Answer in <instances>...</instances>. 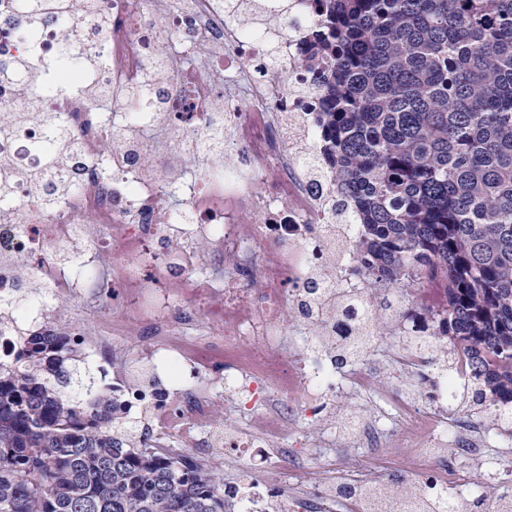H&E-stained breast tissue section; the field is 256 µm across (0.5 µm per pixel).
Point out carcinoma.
I'll return each instance as SVG.
<instances>
[{
	"label": "carcinoma",
	"mask_w": 512,
	"mask_h": 512,
	"mask_svg": "<svg viewBox=\"0 0 512 512\" xmlns=\"http://www.w3.org/2000/svg\"><path fill=\"white\" fill-rule=\"evenodd\" d=\"M223 11L253 28L272 17L237 0ZM321 25L310 34V87L325 114L326 163L304 156L318 174L335 166L336 189L325 199L330 220L361 221L362 239L349 245L348 276L366 285L371 315L360 317L354 296L336 300V314L354 320L359 337L336 346L344 364L398 335L390 316L396 291L428 279L445 283L440 310L411 306L404 317H439L435 335L442 369L459 353L471 363L458 405L470 415L500 410V432L512 433V0H318ZM20 0L30 27L92 17L110 19L98 0ZM61 78L22 56L0 68V82L19 79L25 99ZM139 90L93 85L85 98L105 103ZM35 123L49 131L46 166L22 175L0 160V213L17 206L23 177L34 198L52 209L79 189L77 178L49 182L52 173L80 171L79 144L58 112H0V138ZM153 137L179 160L190 156L165 123ZM8 311L38 300L51 284L16 268ZM11 360L0 362V512H227L224 482L193 455L166 456L144 447L146 432L131 417L99 410L101 386L85 367L88 339L47 342L18 333ZM392 481L391 499L411 497ZM493 498L512 512V490L488 486L467 500V512Z\"/></svg>",
	"instance_id": "carcinoma-1"
}]
</instances>
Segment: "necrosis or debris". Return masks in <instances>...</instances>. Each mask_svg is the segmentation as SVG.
Instances as JSON below:
<instances>
[{
	"label": "necrosis or debris",
	"instance_id": "4bbe7bcc",
	"mask_svg": "<svg viewBox=\"0 0 512 512\" xmlns=\"http://www.w3.org/2000/svg\"><path fill=\"white\" fill-rule=\"evenodd\" d=\"M152 2L100 0L112 26L101 33L94 20H86L82 45L102 60L94 75L99 83L130 87L147 67L166 70L171 80L165 99H123L102 110L79 92L52 87L40 106L67 116L82 147L81 191L46 211L31 203L25 183H16L22 218L0 224V257L32 259L33 271L60 294L128 296L131 320L155 326L167 384L136 383L116 361L102 396L115 415L146 418L154 451L171 454L166 427L213 428L220 407L231 459L251 460L261 449L275 454L288 438L292 417L312 422L322 417L325 398L373 393L383 413L349 418L337 426L338 438L358 447L390 448L397 422H413L424 448L408 466L413 506L435 512L440 498L458 494L460 461L483 460L490 431L451 410L450 393L465 379L464 365L448 376L438 367L433 345L400 344L394 363L431 380V406L424 411L402 387L378 390L370 359L336 367L315 337L288 340L283 323L285 314L298 310L317 265L314 242L329 221L321 200L331 183L312 180L292 144L299 134L307 148L324 149L316 97L300 90L307 78L306 36L319 24L316 0H290V29L251 33L224 15L217 0H176L161 24ZM15 5L16 0H0V60L28 55L45 67L59 64L67 47L62 25L30 30ZM273 54L285 80L258 72ZM188 57L189 67L183 64ZM215 69L224 73L223 86L210 76ZM131 118L144 128L163 120L178 137L199 143L209 130L223 132L221 165L187 168L173 186L171 163L144 170L108 157L104 143ZM44 139L39 126L23 128L0 140V159L20 170L39 166ZM93 224L110 227L109 237H85L96 249L111 245L108 283L65 273L53 258ZM199 240L217 245L219 265L201 260L193 247ZM201 318L218 326L219 334L184 336L182 325ZM12 322L46 335L83 336L81 327L48 316L40 302L20 310ZM452 452L458 464L449 462ZM224 489L233 512H278L282 502L289 512H321L329 503L342 504L343 512H386L387 480L379 471L326 477L313 485L243 477Z\"/></svg>",
	"mask_w": 512,
	"mask_h": 512
}]
</instances>
